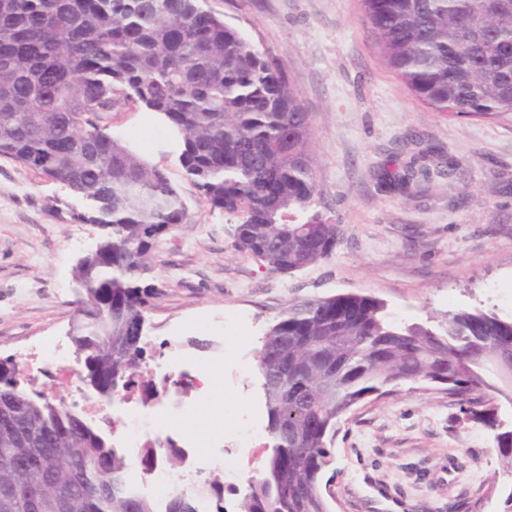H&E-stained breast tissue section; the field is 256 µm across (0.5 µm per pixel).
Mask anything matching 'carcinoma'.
<instances>
[{
  "instance_id": "carcinoma-1",
  "label": "carcinoma",
  "mask_w": 512,
  "mask_h": 512,
  "mask_svg": "<svg viewBox=\"0 0 512 512\" xmlns=\"http://www.w3.org/2000/svg\"><path fill=\"white\" fill-rule=\"evenodd\" d=\"M387 64L422 102L455 116L512 114V0H362ZM126 100L181 136L180 163L200 195L236 224L234 247L292 274L328 258L338 226L312 206L311 128L276 59L199 0H0V157L87 203L103 230L74 267L71 336L81 381L112 373L116 394L140 375L158 239L186 207L166 175L107 123ZM367 295L293 304L266 333L259 368L272 442L238 512H331L321 490L336 423L401 382L443 387L465 419L512 460V433L486 409L499 396L496 353L512 320L448 312L446 326L398 324ZM131 457L46 389L0 360V512H158L127 481ZM202 491L165 512H198Z\"/></svg>"
}]
</instances>
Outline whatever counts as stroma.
<instances>
[{"mask_svg":"<svg viewBox=\"0 0 512 512\" xmlns=\"http://www.w3.org/2000/svg\"><path fill=\"white\" fill-rule=\"evenodd\" d=\"M259 51L277 58L301 93L312 131L313 206L340 229L332 255L295 274L261 266L234 247L233 224L181 166L167 123L120 103L110 130L169 178L187 209L153 251L161 294L147 313L146 360L180 352L203 361L209 396L169 389L191 406L207 448L205 478L222 475L225 512L267 448L237 443L265 430L259 351L292 303L338 294L383 301L391 318L426 323L458 310L512 319V117L433 111L383 59L361 0H200ZM430 171L406 186L392 178L411 158ZM455 167L453 178L441 169ZM81 198L0 157V359L22 361L44 339L71 346L78 259L98 243L76 221ZM323 474L332 512H504L512 466L490 431L463 419L439 387L404 382L355 405L337 425ZM233 442L239 474L220 460Z\"/></svg>","mask_w":512,"mask_h":512,"instance_id":"obj_1","label":"stroma"}]
</instances>
